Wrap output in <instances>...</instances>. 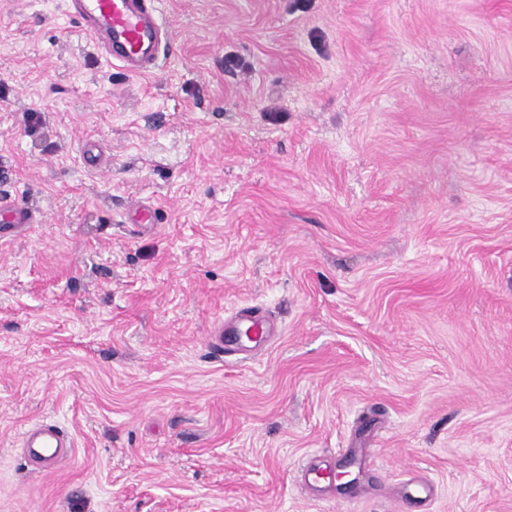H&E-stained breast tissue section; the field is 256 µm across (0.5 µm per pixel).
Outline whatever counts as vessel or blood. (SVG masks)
<instances>
[{
    "mask_svg": "<svg viewBox=\"0 0 512 512\" xmlns=\"http://www.w3.org/2000/svg\"><path fill=\"white\" fill-rule=\"evenodd\" d=\"M67 8L107 62L119 63L133 75L151 73L162 42L152 18L155 0H67ZM276 333L271 314L246 306L214 327L209 346L219 358L228 360L241 351V336L259 345ZM24 446L29 461L50 465L67 455L73 442L58 425L44 423L26 432Z\"/></svg>",
    "mask_w": 512,
    "mask_h": 512,
    "instance_id": "vessel-or-blood-1",
    "label": "vessel or blood"
}]
</instances>
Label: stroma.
<instances>
[{
  "instance_id": "stroma-1",
  "label": "stroma",
  "mask_w": 512,
  "mask_h": 512,
  "mask_svg": "<svg viewBox=\"0 0 512 512\" xmlns=\"http://www.w3.org/2000/svg\"><path fill=\"white\" fill-rule=\"evenodd\" d=\"M158 9L139 77L0 0V512H512V0ZM242 304L282 332L218 361ZM24 447L29 461L51 465L67 455L74 444L61 427L43 423L25 433Z\"/></svg>"
}]
</instances>
